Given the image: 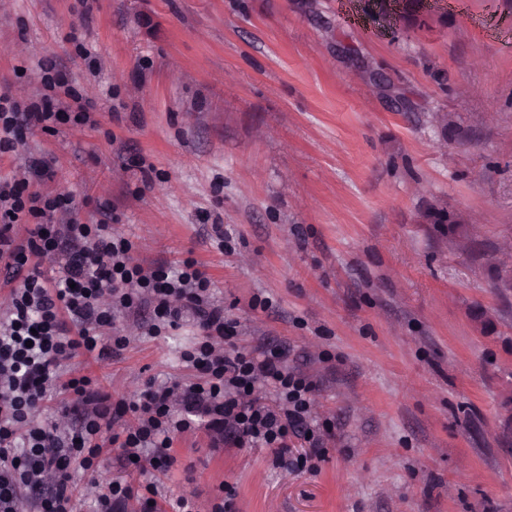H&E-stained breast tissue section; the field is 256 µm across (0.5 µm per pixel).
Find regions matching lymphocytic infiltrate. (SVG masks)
<instances>
[{"label":"lymphocytic infiltrate","instance_id":"f902f5d3","mask_svg":"<svg viewBox=\"0 0 512 512\" xmlns=\"http://www.w3.org/2000/svg\"><path fill=\"white\" fill-rule=\"evenodd\" d=\"M38 69L36 99L0 94V154L35 131L98 125L56 61ZM46 167L34 159L0 177V265L11 285L0 307V512H194L188 499L157 498L175 439L196 430L215 448H270L281 467L315 469L335 428L312 416L311 377L288 366L287 351L233 342L237 325L197 260L142 264L108 204L95 203L97 219L85 221L72 198L38 187ZM145 306L143 335L195 323L199 334L180 353L193 375L112 397L76 361L120 355L130 338L118 319ZM292 435L310 445L293 461ZM115 449L126 477L104 474Z\"/></svg>","mask_w":512,"mask_h":512}]
</instances>
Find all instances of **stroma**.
Returning a JSON list of instances; mask_svg holds the SVG:
<instances>
[{
    "label": "stroma",
    "instance_id": "1",
    "mask_svg": "<svg viewBox=\"0 0 512 512\" xmlns=\"http://www.w3.org/2000/svg\"><path fill=\"white\" fill-rule=\"evenodd\" d=\"M45 57L101 125L34 134L0 167L45 157L43 188L109 203L137 259L198 260L241 343L287 348L336 426L312 474L178 437L168 496L512 512V0H0V90L34 96ZM194 334L88 368L133 396L187 376Z\"/></svg>",
    "mask_w": 512,
    "mask_h": 512
}]
</instances>
